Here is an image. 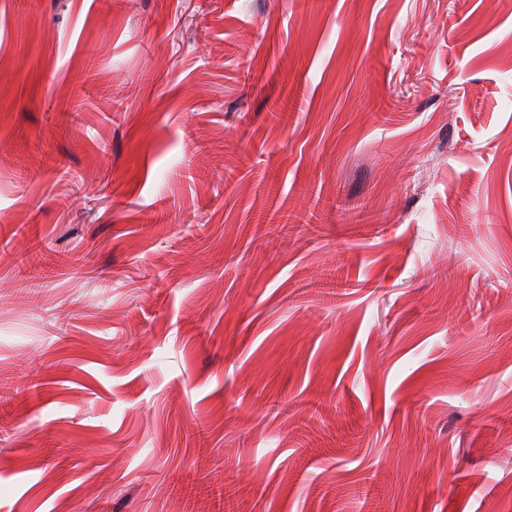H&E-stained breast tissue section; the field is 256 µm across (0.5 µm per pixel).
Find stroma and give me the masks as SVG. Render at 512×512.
<instances>
[{"label": "stroma", "mask_w": 512, "mask_h": 512, "mask_svg": "<svg viewBox=\"0 0 512 512\" xmlns=\"http://www.w3.org/2000/svg\"><path fill=\"white\" fill-rule=\"evenodd\" d=\"M2 53L0 512H512V0H0Z\"/></svg>", "instance_id": "1"}]
</instances>
